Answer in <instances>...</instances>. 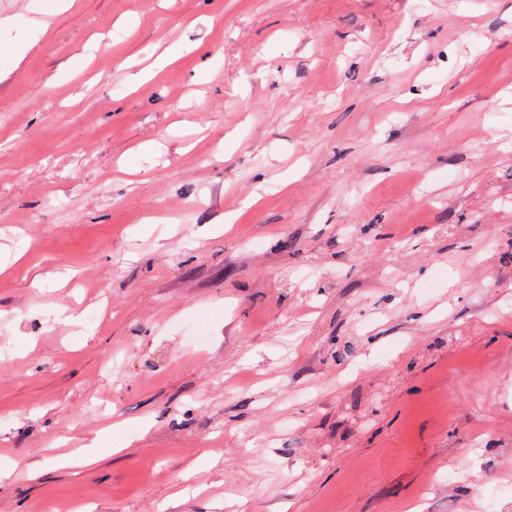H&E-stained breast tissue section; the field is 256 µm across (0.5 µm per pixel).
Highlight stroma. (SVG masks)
<instances>
[{
  "label": "stroma",
  "instance_id": "35a3bbf8",
  "mask_svg": "<svg viewBox=\"0 0 512 512\" xmlns=\"http://www.w3.org/2000/svg\"><path fill=\"white\" fill-rule=\"evenodd\" d=\"M1 459L0 512H512V0H0Z\"/></svg>",
  "mask_w": 512,
  "mask_h": 512
}]
</instances>
